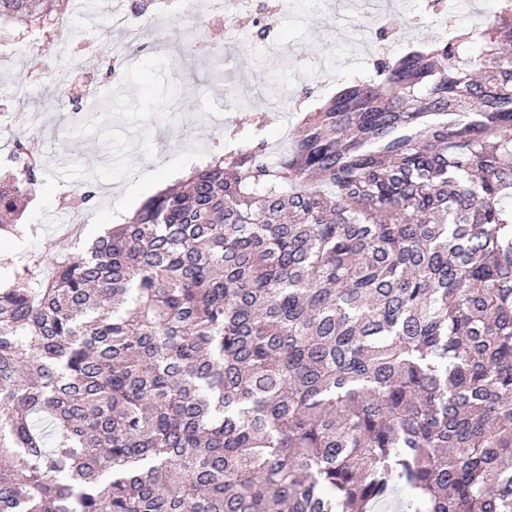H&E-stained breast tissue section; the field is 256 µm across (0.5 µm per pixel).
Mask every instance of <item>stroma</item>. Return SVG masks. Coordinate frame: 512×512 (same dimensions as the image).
Returning <instances> with one entry per match:
<instances>
[{
	"instance_id": "obj_1",
	"label": "stroma",
	"mask_w": 512,
	"mask_h": 512,
	"mask_svg": "<svg viewBox=\"0 0 512 512\" xmlns=\"http://www.w3.org/2000/svg\"><path fill=\"white\" fill-rule=\"evenodd\" d=\"M499 0H467L464 11L448 10L418 28L405 27L385 41L383 56L399 59L413 43H428L448 29H468L491 21ZM375 22L366 0H293L279 24L276 54L242 41L234 54L215 65L213 58L180 42L181 21L164 19L162 47L151 37L111 77L99 68L112 40L109 17L69 19L70 44L96 39L83 66L95 84L84 100V123L53 110L52 72L65 63L46 44L0 39V123L24 117L19 137H35L43 175L20 221L22 235H0V273L9 274L53 242L80 255L89 240L112 219L129 181L140 183L130 204L139 210L160 190L177 184L207 157L224 151L223 133L235 125L241 134L259 131L273 153L290 146L301 113L317 107L344 83L357 79L372 56L364 37ZM247 101L239 112L227 101ZM97 182L93 204L77 206L75 193L88 179Z\"/></svg>"
}]
</instances>
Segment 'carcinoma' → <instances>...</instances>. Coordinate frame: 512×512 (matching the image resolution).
Masks as SVG:
<instances>
[{"label":"carcinoma","instance_id":"cac0c4a2","mask_svg":"<svg viewBox=\"0 0 512 512\" xmlns=\"http://www.w3.org/2000/svg\"><path fill=\"white\" fill-rule=\"evenodd\" d=\"M73 0H0L45 30ZM512 0L0 282V512H512ZM41 174L14 141L0 214Z\"/></svg>","mask_w":512,"mask_h":512}]
</instances>
